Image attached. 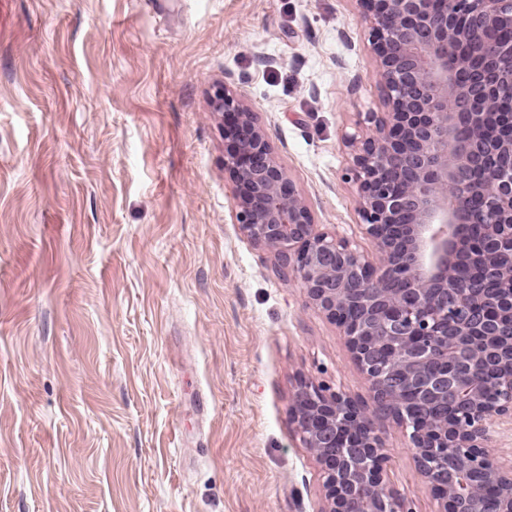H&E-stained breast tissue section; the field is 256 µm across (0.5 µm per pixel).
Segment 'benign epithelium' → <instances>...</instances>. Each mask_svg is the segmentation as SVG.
<instances>
[{
	"label": "benign epithelium",
	"mask_w": 512,
	"mask_h": 512,
	"mask_svg": "<svg viewBox=\"0 0 512 512\" xmlns=\"http://www.w3.org/2000/svg\"><path fill=\"white\" fill-rule=\"evenodd\" d=\"M378 59L385 112H367L366 133L350 134V180L359 216L382 253L375 264L344 237L318 229L276 159L266 131L227 85L215 88L216 112L247 127L225 163L236 175L232 218L257 244L275 249L278 270L296 279L311 304L347 337L369 381V398L302 382L293 421L323 472L328 512H413L384 482L382 430L410 428L415 461L437 512H466L471 493L460 476L482 472L498 494L495 512H512V458L489 452L493 433L512 424V113L503 129L485 112L512 101V0H359ZM471 129L464 141L458 130ZM489 204L481 254L501 284L498 299L477 294L459 274L454 234L473 193ZM360 318L347 317L348 308ZM361 336L374 338L366 351ZM492 361L506 395L482 398L481 383L458 363ZM424 404L452 402L454 420L414 426L402 388Z\"/></svg>",
	"instance_id": "1"
}]
</instances>
